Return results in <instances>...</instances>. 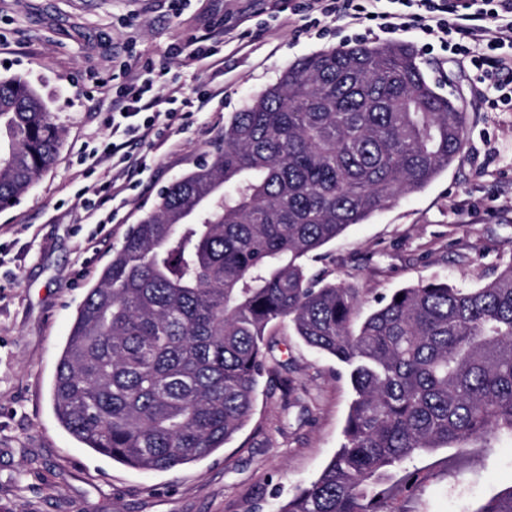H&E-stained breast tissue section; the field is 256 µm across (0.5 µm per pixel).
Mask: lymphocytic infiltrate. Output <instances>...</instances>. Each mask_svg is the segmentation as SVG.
I'll return each instance as SVG.
<instances>
[{"mask_svg":"<svg viewBox=\"0 0 512 512\" xmlns=\"http://www.w3.org/2000/svg\"><path fill=\"white\" fill-rule=\"evenodd\" d=\"M294 14L308 27L339 20L359 25L365 36L392 38L414 32L436 38L442 49L468 58L471 80L480 85L491 108L512 107V0H291ZM146 80L126 87L107 119L112 133L147 137L155 126L147 113L162 106Z\"/></svg>","mask_w":512,"mask_h":512,"instance_id":"f902f5d3","label":"lymphocytic infiltrate"}]
</instances>
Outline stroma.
I'll return each instance as SVG.
<instances>
[{"label": "stroma", "instance_id": "obj_1", "mask_svg": "<svg viewBox=\"0 0 512 512\" xmlns=\"http://www.w3.org/2000/svg\"><path fill=\"white\" fill-rule=\"evenodd\" d=\"M354 34L337 21L318 35L273 0H0V77L27 79L64 135L54 165L0 211V512H275L330 461L352 398L346 370L284 327L269 341L285 368L280 379L261 378L247 425L213 455L172 470L139 471L84 448L58 422L51 391L79 306L160 191L193 171L225 120L290 63L353 46ZM402 39L466 112L468 140L424 190L309 258L312 272L359 289L369 309L422 281L483 286L512 261V110L490 111L468 68L439 50L421 53L414 34ZM201 40L217 45L214 62L194 58ZM136 74L164 96L212 99L126 145L139 167L111 201L100 191L113 174L100 151L105 121ZM417 466L418 485L399 496L406 512H473L512 485V439L474 442L456 457L442 448Z\"/></svg>", "mask_w": 512, "mask_h": 512}]
</instances>
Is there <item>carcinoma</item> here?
<instances>
[{
	"label": "carcinoma",
	"mask_w": 512,
	"mask_h": 512,
	"mask_svg": "<svg viewBox=\"0 0 512 512\" xmlns=\"http://www.w3.org/2000/svg\"><path fill=\"white\" fill-rule=\"evenodd\" d=\"M466 133L408 43L288 65L160 192L89 289L53 382L64 428L134 469L206 458L250 420L266 336L286 323L347 367L354 398L341 448L277 512H403L416 456L512 435V261L479 288H401L362 320L359 290L307 264L427 187ZM62 135L28 81L0 78V202L28 192ZM473 512H512V485Z\"/></svg>",
	"instance_id": "obj_1"
}]
</instances>
